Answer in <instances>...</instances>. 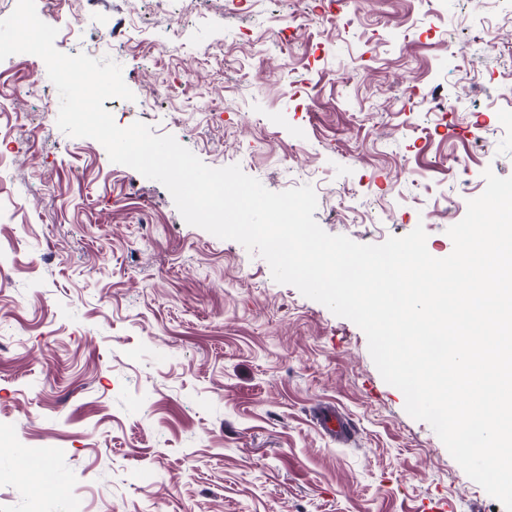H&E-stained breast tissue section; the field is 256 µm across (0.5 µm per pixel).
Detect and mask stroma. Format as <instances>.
Segmentation results:
<instances>
[{
  "instance_id": "35a3bbf8",
  "label": "stroma",
  "mask_w": 512,
  "mask_h": 512,
  "mask_svg": "<svg viewBox=\"0 0 512 512\" xmlns=\"http://www.w3.org/2000/svg\"><path fill=\"white\" fill-rule=\"evenodd\" d=\"M57 21V50L121 65L118 125L312 186L329 234L421 225L444 258L484 171L512 176L507 0H65ZM59 104L41 58L0 61V512H504L357 325L62 132ZM35 448L46 492L16 475Z\"/></svg>"
}]
</instances>
